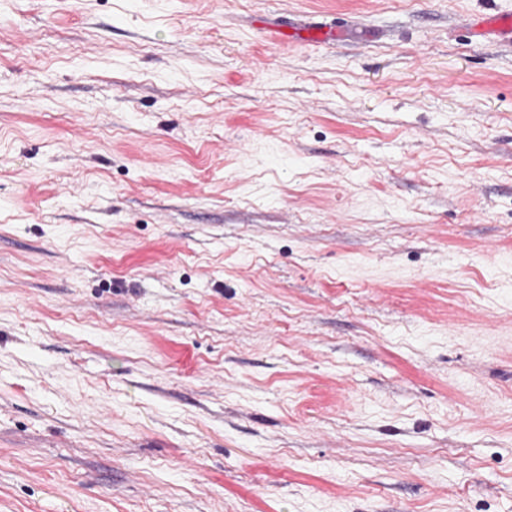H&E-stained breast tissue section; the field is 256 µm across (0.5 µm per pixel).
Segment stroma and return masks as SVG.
<instances>
[{
  "mask_svg": "<svg viewBox=\"0 0 512 512\" xmlns=\"http://www.w3.org/2000/svg\"><path fill=\"white\" fill-rule=\"evenodd\" d=\"M493 13L0 0V512H512Z\"/></svg>",
  "mask_w": 512,
  "mask_h": 512,
  "instance_id": "obj_1",
  "label": "stroma"
}]
</instances>
